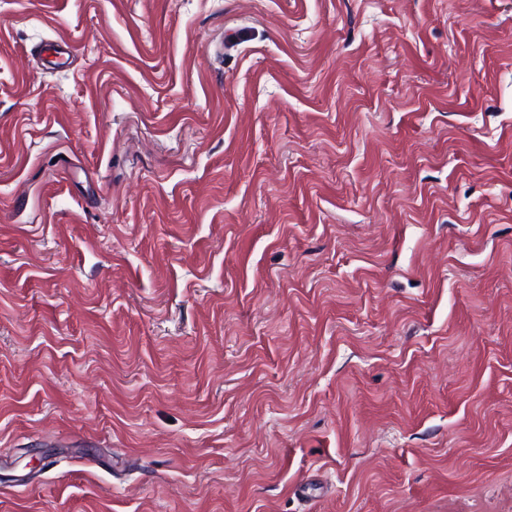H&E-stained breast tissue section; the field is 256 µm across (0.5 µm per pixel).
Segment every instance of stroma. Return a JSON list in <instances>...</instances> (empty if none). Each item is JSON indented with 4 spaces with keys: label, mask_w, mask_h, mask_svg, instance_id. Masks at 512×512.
I'll return each instance as SVG.
<instances>
[{
    "label": "stroma",
    "mask_w": 512,
    "mask_h": 512,
    "mask_svg": "<svg viewBox=\"0 0 512 512\" xmlns=\"http://www.w3.org/2000/svg\"><path fill=\"white\" fill-rule=\"evenodd\" d=\"M0 512H512V0H0Z\"/></svg>",
    "instance_id": "stroma-1"
}]
</instances>
